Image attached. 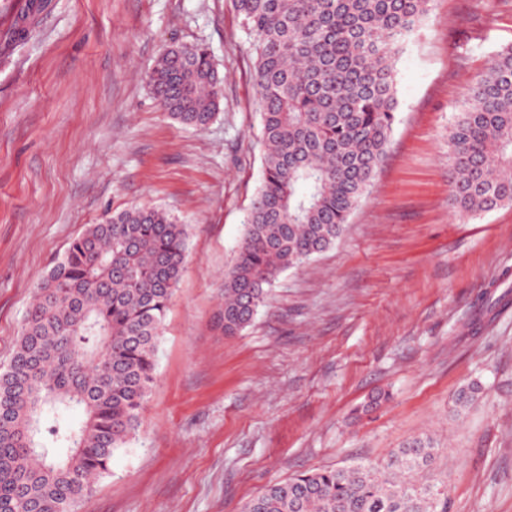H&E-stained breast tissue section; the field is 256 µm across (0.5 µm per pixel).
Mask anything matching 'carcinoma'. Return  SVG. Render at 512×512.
<instances>
[{
    "label": "carcinoma",
    "mask_w": 512,
    "mask_h": 512,
    "mask_svg": "<svg viewBox=\"0 0 512 512\" xmlns=\"http://www.w3.org/2000/svg\"><path fill=\"white\" fill-rule=\"evenodd\" d=\"M253 39L263 171L224 275V335L244 330L284 271L336 244L386 159L396 63L432 0H232ZM161 108L207 128L222 94L209 50H163L146 75ZM448 199L479 215L512 206V46L477 75L448 126ZM187 226L138 207L90 224L50 268L0 369V512H76L127 447L156 379L163 321ZM454 395L463 413L480 399ZM78 409L72 425L63 415ZM439 448L416 437L360 462L268 485L241 512H448L423 482Z\"/></svg>",
    "instance_id": "obj_1"
}]
</instances>
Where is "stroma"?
Segmentation results:
<instances>
[{"label": "stroma", "mask_w": 512, "mask_h": 512, "mask_svg": "<svg viewBox=\"0 0 512 512\" xmlns=\"http://www.w3.org/2000/svg\"><path fill=\"white\" fill-rule=\"evenodd\" d=\"M22 28L25 40L5 42ZM206 46L222 111L182 126L145 74ZM512 45V0H433L396 64L385 162L336 244L283 272L241 333L224 273L262 174L251 39L231 0H0V367L53 262L87 225L157 207L188 228L141 424L78 512H240L298 473L441 438L449 512H512V207L448 203V125ZM480 403L452 411L470 382ZM391 397L359 419L378 391Z\"/></svg>", "instance_id": "1"}]
</instances>
